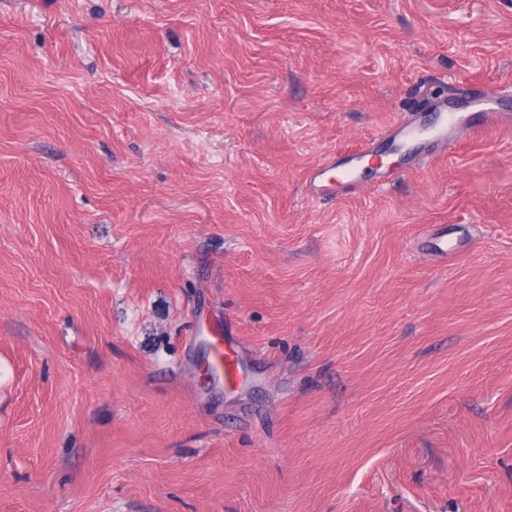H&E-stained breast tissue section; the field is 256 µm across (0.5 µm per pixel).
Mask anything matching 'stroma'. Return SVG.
I'll list each match as a JSON object with an SVG mask.
<instances>
[{
	"instance_id": "35a3bbf8",
	"label": "stroma",
	"mask_w": 512,
	"mask_h": 512,
	"mask_svg": "<svg viewBox=\"0 0 512 512\" xmlns=\"http://www.w3.org/2000/svg\"><path fill=\"white\" fill-rule=\"evenodd\" d=\"M486 94L512 0H0V512H512Z\"/></svg>"
}]
</instances>
